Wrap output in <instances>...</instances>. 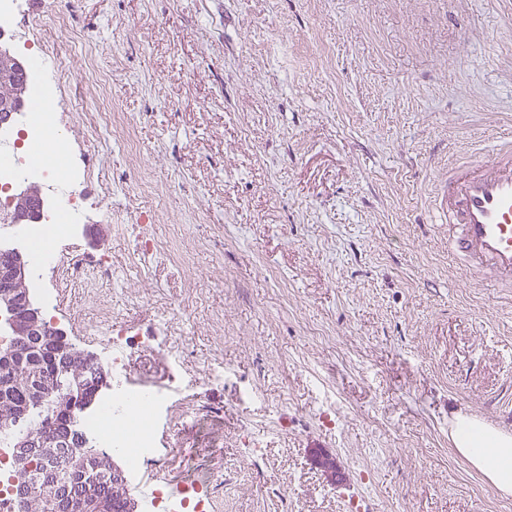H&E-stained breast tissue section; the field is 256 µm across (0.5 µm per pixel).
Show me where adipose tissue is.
I'll list each match as a JSON object with an SVG mask.
<instances>
[{
	"label": "adipose tissue",
	"mask_w": 512,
	"mask_h": 512,
	"mask_svg": "<svg viewBox=\"0 0 512 512\" xmlns=\"http://www.w3.org/2000/svg\"><path fill=\"white\" fill-rule=\"evenodd\" d=\"M454 448L494 488L512 494V434L491 429L466 414L456 415L451 430Z\"/></svg>",
	"instance_id": "adipose-tissue-1"
}]
</instances>
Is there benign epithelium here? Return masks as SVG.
Here are the masks:
<instances>
[{"label":"benign epithelium","instance_id":"obj_1","mask_svg":"<svg viewBox=\"0 0 512 512\" xmlns=\"http://www.w3.org/2000/svg\"><path fill=\"white\" fill-rule=\"evenodd\" d=\"M31 264L28 252L18 247L0 262V335L11 338L3 357L14 353L44 350L65 332L43 318L30 292ZM61 371L48 375L40 371L24 374L27 401L11 409L0 425L10 429L35 413L48 419L92 408L102 389L109 386L99 359L72 346L56 351ZM11 463L19 477L15 496L26 507L45 498L55 512H112L114 501L126 504V512H137L131 490L120 472L108 464L106 455L80 439L81 448H68L69 438L57 437L55 426L45 423L9 436ZM64 457V468L41 465L54 455Z\"/></svg>","mask_w":512,"mask_h":512}]
</instances>
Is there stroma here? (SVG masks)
<instances>
[{
	"label": "stroma",
	"instance_id": "1",
	"mask_svg": "<svg viewBox=\"0 0 512 512\" xmlns=\"http://www.w3.org/2000/svg\"><path fill=\"white\" fill-rule=\"evenodd\" d=\"M35 2L15 24L50 37L64 164L90 171L72 255L127 260L141 224L177 256L45 314L100 357L109 313L145 343L133 379L200 392L146 480L213 483L212 512H503L450 428L512 433V308L430 200L440 153L512 136V0Z\"/></svg>",
	"mask_w": 512,
	"mask_h": 512
}]
</instances>
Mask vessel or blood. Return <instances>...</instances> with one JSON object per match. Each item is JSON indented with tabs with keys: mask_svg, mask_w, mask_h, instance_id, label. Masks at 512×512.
<instances>
[{
	"mask_svg": "<svg viewBox=\"0 0 512 512\" xmlns=\"http://www.w3.org/2000/svg\"><path fill=\"white\" fill-rule=\"evenodd\" d=\"M434 212L463 270L493 279L512 300V138L498 139L484 161L449 153Z\"/></svg>",
	"mask_w": 512,
	"mask_h": 512,
	"instance_id": "b4317fda",
	"label": "vessel or blood"
}]
</instances>
